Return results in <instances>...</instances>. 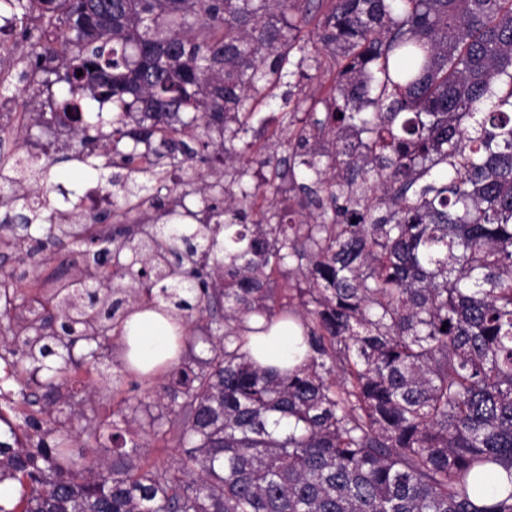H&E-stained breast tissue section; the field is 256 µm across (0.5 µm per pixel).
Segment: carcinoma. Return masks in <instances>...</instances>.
I'll return each mask as SVG.
<instances>
[{
	"label": "carcinoma",
	"instance_id": "carcinoma-1",
	"mask_svg": "<svg viewBox=\"0 0 512 512\" xmlns=\"http://www.w3.org/2000/svg\"><path fill=\"white\" fill-rule=\"evenodd\" d=\"M5 2L31 111L47 95L79 136L68 159L112 168V206L48 207L59 159L29 139L0 166V230L37 229L31 258L75 245L53 288L3 273L0 358L50 422L0 442V484L22 488L0 512H512V0ZM323 51L336 76L302 116ZM284 85L292 135L256 149ZM147 308L220 332L156 399L122 400L178 449L163 464L125 450L126 408L71 422L73 386ZM254 314L298 322L301 366L243 351Z\"/></svg>",
	"mask_w": 512,
	"mask_h": 512
}]
</instances>
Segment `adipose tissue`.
I'll return each mask as SVG.
<instances>
[{
  "label": "adipose tissue",
  "mask_w": 512,
  "mask_h": 512,
  "mask_svg": "<svg viewBox=\"0 0 512 512\" xmlns=\"http://www.w3.org/2000/svg\"><path fill=\"white\" fill-rule=\"evenodd\" d=\"M262 323V318L250 319L255 332L245 345L246 351L263 367L289 369L300 365L307 353L301 329L280 322L264 333L260 330ZM182 335L180 319L152 310L135 312L123 325L125 359L141 373H156L175 359Z\"/></svg>",
  "instance_id": "adipose-tissue-1"
}]
</instances>
